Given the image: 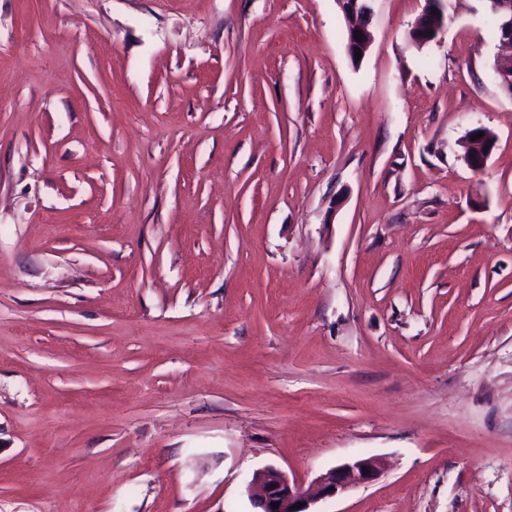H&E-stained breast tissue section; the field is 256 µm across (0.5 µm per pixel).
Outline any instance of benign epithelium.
<instances>
[{
    "instance_id": "obj_1",
    "label": "benign epithelium",
    "mask_w": 512,
    "mask_h": 512,
    "mask_svg": "<svg viewBox=\"0 0 512 512\" xmlns=\"http://www.w3.org/2000/svg\"><path fill=\"white\" fill-rule=\"evenodd\" d=\"M358 0H337L340 9L354 19L350 27L347 53L350 55L359 51L367 53L374 41L370 28L371 11H366V20L358 18L356 3ZM448 17L445 12L431 15L426 30L432 36H440L448 27ZM360 31L361 39H355V31ZM384 463L377 457L357 459L345 463L321 474L316 479L313 489L305 490L296 482L290 480L281 471L267 467L254 473L249 484V496L257 512H311L310 506L323 498L335 497L354 487L369 484L380 475ZM279 503L273 507V503ZM303 507L298 508L296 504Z\"/></svg>"
}]
</instances>
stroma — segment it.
Returning <instances> with one entry per match:
<instances>
[{"label": "stroma", "mask_w": 512, "mask_h": 512, "mask_svg": "<svg viewBox=\"0 0 512 512\" xmlns=\"http://www.w3.org/2000/svg\"><path fill=\"white\" fill-rule=\"evenodd\" d=\"M0 0V512H512V96L481 0ZM496 136L482 172L461 147ZM340 9L348 15L350 18H354L355 21L351 25L350 34L349 29L347 32V40L348 43L346 45L347 53L351 55H355V52H357V48L361 49V55L364 56L365 53L369 50L371 47L373 41H374V35L370 28L371 23V10L368 5V2L371 0H365L363 2H359L360 9H363L362 5L364 2L368 5V10L366 11V20L362 21V19L358 18L357 10H356V3L359 0H336ZM360 30L361 33V40L355 39V31ZM349 34V38H348ZM479 132L484 133V136L479 139H476L475 141H471V136H473L474 134L479 133ZM468 137H469L470 143H481L482 144L481 149H484V147H487V146L489 147V148L485 149L484 154H480V156L478 158V163H476V159H475L473 153L469 154L466 157V163L469 166V168L473 171H476L477 166H481L480 168L485 167V163H486L488 155H489L490 147L492 145H494V143H495V137L493 134H491L487 129H485L483 127H476V128L471 129L465 136V139ZM383 467V461L377 457L357 459L321 474L312 490H304L281 471L267 467L254 473L249 496L259 509L254 512H317L309 510L312 504L375 481ZM275 502H279L278 508H273ZM298 503H303V507L293 509Z\"/></svg>", "instance_id": "35a3bbf8"}]
</instances>
